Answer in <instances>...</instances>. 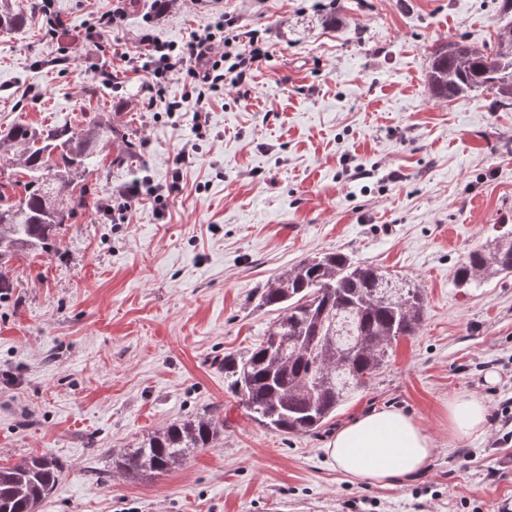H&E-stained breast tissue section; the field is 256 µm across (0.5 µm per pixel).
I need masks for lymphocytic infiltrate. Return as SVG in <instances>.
<instances>
[{
    "label": "lymphocytic infiltrate",
    "instance_id": "f902f5d3",
    "mask_svg": "<svg viewBox=\"0 0 512 512\" xmlns=\"http://www.w3.org/2000/svg\"><path fill=\"white\" fill-rule=\"evenodd\" d=\"M235 24L234 17L218 15L181 45L159 41L148 33L141 37L144 50L137 59L139 70L159 86L172 79L183 80L189 86L181 100L168 103L169 116H176L190 106L197 118H204L213 93L228 84L235 87L248 84L253 71L268 59L267 50L254 34L243 50L230 52V41L224 31Z\"/></svg>",
    "mask_w": 512,
    "mask_h": 512
}]
</instances>
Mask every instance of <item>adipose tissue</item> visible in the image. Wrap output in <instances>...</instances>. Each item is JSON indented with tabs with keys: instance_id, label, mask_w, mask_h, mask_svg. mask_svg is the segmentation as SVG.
<instances>
[{
	"instance_id": "1",
	"label": "adipose tissue",
	"mask_w": 512,
	"mask_h": 512,
	"mask_svg": "<svg viewBox=\"0 0 512 512\" xmlns=\"http://www.w3.org/2000/svg\"><path fill=\"white\" fill-rule=\"evenodd\" d=\"M443 421L453 437L480 433L487 423L486 407L479 398L460 394L449 401ZM435 452L421 424L391 409L372 410L339 427L327 445L340 472L381 484L415 479Z\"/></svg>"
}]
</instances>
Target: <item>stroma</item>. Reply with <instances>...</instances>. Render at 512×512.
Instances as JSON below:
<instances>
[{
  "label": "stroma",
  "mask_w": 512,
  "mask_h": 512,
  "mask_svg": "<svg viewBox=\"0 0 512 512\" xmlns=\"http://www.w3.org/2000/svg\"><path fill=\"white\" fill-rule=\"evenodd\" d=\"M503 0H122L121 27L85 33L111 0H54L0 30V133L90 118L112 142L87 178L100 200L149 180L111 217L97 205L47 253L0 266V466L53 453L64 471L36 512H500L512 502V446L495 444L512 405V274L468 291L454 271L512 234V109L487 93L447 101L427 84L432 51L493 44ZM265 39L252 82L214 94L204 134L169 118L183 80L156 94L129 64L143 31L184 43L214 13ZM114 79L104 85L98 71ZM187 144L197 160L176 166ZM125 163H115L120 152ZM341 251L415 281L424 321L389 363L314 433L282 435L248 416L224 360L259 343L275 313L266 284L306 257ZM483 399V433L453 438L449 400ZM220 407L216 445L148 479L112 468L176 420ZM399 409L437 450L414 481L382 487L338 472L324 448L371 409Z\"/></svg>",
  "instance_id": "1"
}]
</instances>
